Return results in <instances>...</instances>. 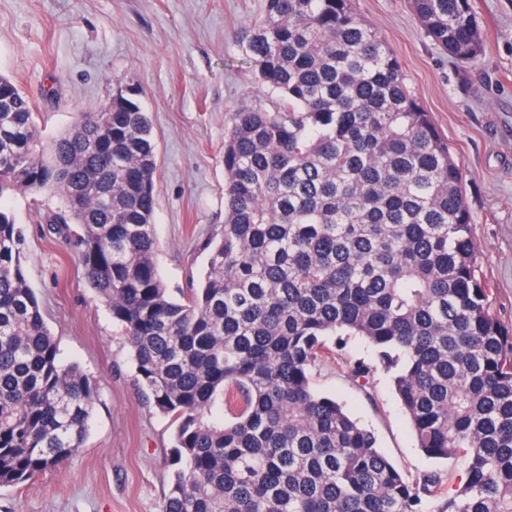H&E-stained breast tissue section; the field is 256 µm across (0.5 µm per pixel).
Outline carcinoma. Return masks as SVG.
Listing matches in <instances>:
<instances>
[{
  "mask_svg": "<svg viewBox=\"0 0 512 512\" xmlns=\"http://www.w3.org/2000/svg\"><path fill=\"white\" fill-rule=\"evenodd\" d=\"M420 29L474 64L471 0H409ZM275 109L224 134V224L204 278L175 298L156 261L150 118L118 89L49 146L0 75V488L61 468L96 382L61 357L6 204L51 191L109 307L146 402L175 425L165 512H512V331L490 311L447 140L353 0H265L236 35ZM336 337L335 348L327 345ZM358 336L392 374L416 447L462 460L409 481L374 432L316 389Z\"/></svg>",
  "mask_w": 512,
  "mask_h": 512,
  "instance_id": "carcinoma-1",
  "label": "carcinoma"
}]
</instances>
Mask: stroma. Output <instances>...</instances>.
I'll return each mask as SVG.
<instances>
[{
    "mask_svg": "<svg viewBox=\"0 0 512 512\" xmlns=\"http://www.w3.org/2000/svg\"><path fill=\"white\" fill-rule=\"evenodd\" d=\"M487 33L477 65L462 67L425 38L407 0H354L399 59L405 82L447 138L463 175L491 310L512 328V0H473ZM263 0H0V74L26 93L43 141L94 112L116 88L134 93L157 145V262L172 293L206 267L203 244L224 220V132L236 111L276 101L234 39ZM21 263L65 362L97 382L90 433L65 467L0 488V512H164L174 427L145 404L129 349L105 303L59 235L37 212L62 209L52 193L17 194ZM373 364L367 387L344 364ZM371 346L350 338L315 376L371 429L410 480L435 470L456 480L462 462L416 447L389 374Z\"/></svg>",
    "mask_w": 512,
    "mask_h": 512,
    "instance_id": "35a3bbf8",
    "label": "stroma"
}]
</instances>
